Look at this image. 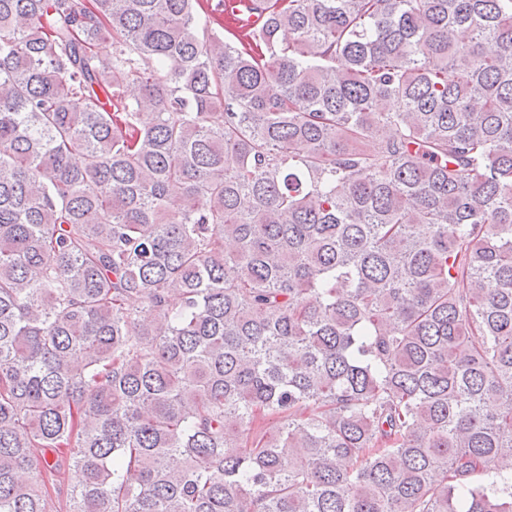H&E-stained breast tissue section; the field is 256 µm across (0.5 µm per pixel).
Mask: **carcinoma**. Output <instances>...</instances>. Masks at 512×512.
<instances>
[{"mask_svg":"<svg viewBox=\"0 0 512 512\" xmlns=\"http://www.w3.org/2000/svg\"><path fill=\"white\" fill-rule=\"evenodd\" d=\"M239 2L0 0V512H512V0Z\"/></svg>","mask_w":512,"mask_h":512,"instance_id":"cac0c4a2","label":"carcinoma"}]
</instances>
